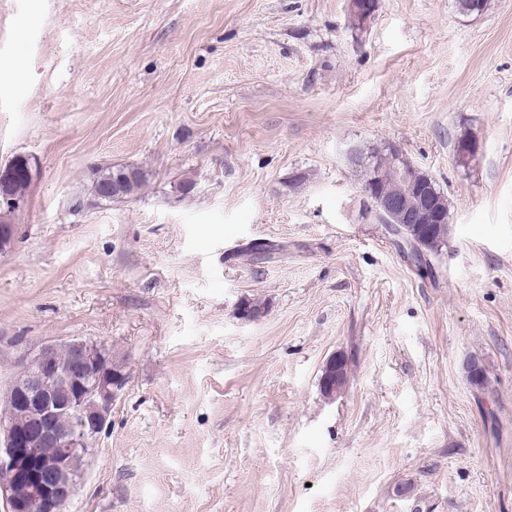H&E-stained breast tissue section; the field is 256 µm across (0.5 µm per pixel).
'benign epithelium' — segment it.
Returning <instances> with one entry per match:
<instances>
[{
  "mask_svg": "<svg viewBox=\"0 0 512 512\" xmlns=\"http://www.w3.org/2000/svg\"><path fill=\"white\" fill-rule=\"evenodd\" d=\"M392 174L418 186L413 202V231L424 240L439 236L443 199L431 190L429 177L417 169L394 167ZM36 175L29 156L0 167V202L18 204L12 184ZM376 213L395 215V198L365 192ZM127 383L125 365L103 342L71 339L44 344L31 352L6 389L15 406L0 419V504L4 512H68L93 455L98 436L107 428L112 406ZM53 452H44V447Z\"/></svg>",
  "mask_w": 512,
  "mask_h": 512,
  "instance_id": "benign-epithelium-1",
  "label": "benign epithelium"
}]
</instances>
